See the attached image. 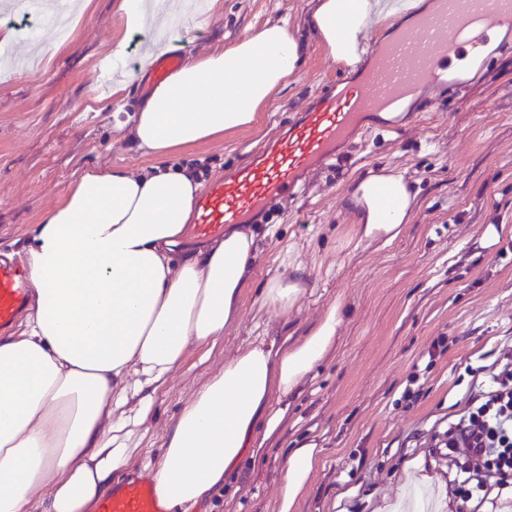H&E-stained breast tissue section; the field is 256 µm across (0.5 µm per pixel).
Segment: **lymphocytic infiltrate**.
Wrapping results in <instances>:
<instances>
[{
    "instance_id": "1",
    "label": "lymphocytic infiltrate",
    "mask_w": 512,
    "mask_h": 512,
    "mask_svg": "<svg viewBox=\"0 0 512 512\" xmlns=\"http://www.w3.org/2000/svg\"><path fill=\"white\" fill-rule=\"evenodd\" d=\"M496 364L487 389L437 437L468 501L484 503L492 490H512V345L503 346Z\"/></svg>"
}]
</instances>
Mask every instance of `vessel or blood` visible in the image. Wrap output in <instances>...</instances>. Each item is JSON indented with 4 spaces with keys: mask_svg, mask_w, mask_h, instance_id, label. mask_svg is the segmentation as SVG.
Wrapping results in <instances>:
<instances>
[{
    "mask_svg": "<svg viewBox=\"0 0 512 512\" xmlns=\"http://www.w3.org/2000/svg\"><path fill=\"white\" fill-rule=\"evenodd\" d=\"M512 21V0H434L433 9L378 45L359 80L322 94L286 132L224 179L206 186L193 231L214 237L245 223L273 197L299 188L319 162L363 130L365 117L387 112L416 87L450 73L454 59L482 57L490 33ZM30 303L29 269L0 255V331L9 329ZM97 512H166L154 485L130 477L103 497Z\"/></svg>",
    "mask_w": 512,
    "mask_h": 512,
    "instance_id": "obj_1",
    "label": "vessel or blood"
}]
</instances>
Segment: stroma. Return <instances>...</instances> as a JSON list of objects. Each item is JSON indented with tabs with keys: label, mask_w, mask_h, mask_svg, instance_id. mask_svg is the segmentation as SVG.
<instances>
[{
	"label": "stroma",
	"mask_w": 512,
	"mask_h": 512,
	"mask_svg": "<svg viewBox=\"0 0 512 512\" xmlns=\"http://www.w3.org/2000/svg\"><path fill=\"white\" fill-rule=\"evenodd\" d=\"M120 2L91 0L54 53L37 42L45 20L0 11V27L15 34L0 65L1 250L24 256L34 224L82 168L141 171L153 163L116 130L141 107L153 76L119 101L98 83L111 46L124 43L125 68L134 71L157 40L153 30L127 29ZM316 4L219 0L218 10L189 14L171 29L169 42L197 53L282 19L304 42L298 76L256 126L184 151L202 184L233 173L327 86L357 78L311 36L306 18ZM486 53L487 62L422 88L398 113L368 117L365 132L311 170L301 191L271 199L249 223L259 255L239 315L214 343L190 348L157 393L125 476L142 474L182 408L237 349L304 336L337 306L335 344L276 398L284 418L265 442L267 455L242 460L196 512H274L290 449L309 444L323 457L296 512H449L455 471L436 437L512 343V27ZM384 168L402 173L416 196L409 224L388 243L363 238L341 205L351 184ZM284 249L301 288L285 315L262 302ZM438 341L444 353L428 357Z\"/></svg>",
	"instance_id": "stroma-1"
}]
</instances>
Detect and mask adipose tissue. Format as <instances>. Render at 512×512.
I'll use <instances>...</instances> for the list:
<instances>
[{
    "label": "adipose tissue",
    "mask_w": 512,
    "mask_h": 512,
    "mask_svg": "<svg viewBox=\"0 0 512 512\" xmlns=\"http://www.w3.org/2000/svg\"><path fill=\"white\" fill-rule=\"evenodd\" d=\"M387 0H320L307 26L336 63L359 62L365 30ZM302 47L287 21L230 46L187 53L132 118L131 140L154 165L82 169L28 240L33 303L0 337V512H93L129 465L157 390L191 346L222 336L240 311L258 245L231 227L186 250L201 184L184 149L252 126L298 75ZM415 196L400 173L368 174L342 204L367 239L393 240ZM331 309L298 339L241 349L180 412L144 466L166 506L195 505L280 426L288 394L336 342ZM321 451L291 449L276 512H293Z\"/></svg>",
    "instance_id": "1"
}]
</instances>
